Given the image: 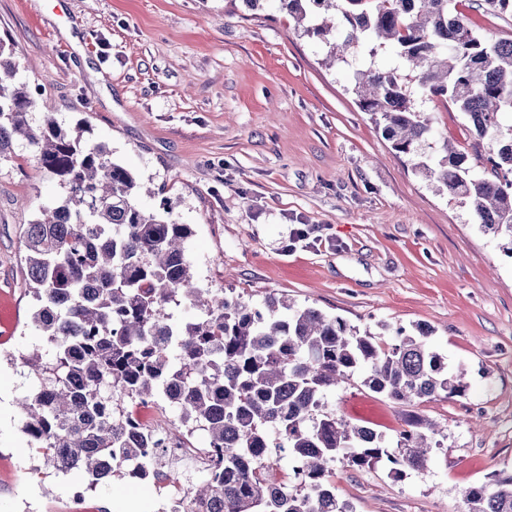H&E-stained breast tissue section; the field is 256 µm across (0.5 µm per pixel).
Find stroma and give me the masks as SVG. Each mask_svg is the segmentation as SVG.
<instances>
[{
    "mask_svg": "<svg viewBox=\"0 0 512 512\" xmlns=\"http://www.w3.org/2000/svg\"><path fill=\"white\" fill-rule=\"evenodd\" d=\"M0 39L38 105L63 127L84 123L150 184L143 209L190 225L200 287L313 306L385 343L425 325L464 371L453 399L397 405L357 378L327 394L328 410L391 446L412 415L443 430L427 468L401 481L381 464L332 463L353 512H465L471 486L512 472V257L360 109L359 52L327 66L325 39L304 34L285 0H0ZM420 110L432 149L469 151L459 112L431 100ZM62 194L33 147L0 159V302L15 311L0 322V390L11 403L32 381L9 359L35 340L21 240ZM17 418L0 415V512H120L130 498L158 512L156 483L128 477L74 503L79 475L36 473L43 460Z\"/></svg>",
    "mask_w": 512,
    "mask_h": 512,
    "instance_id": "35a3bbf8",
    "label": "stroma"
}]
</instances>
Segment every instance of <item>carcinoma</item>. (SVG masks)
<instances>
[{
  "label": "carcinoma",
  "instance_id": "carcinoma-1",
  "mask_svg": "<svg viewBox=\"0 0 512 512\" xmlns=\"http://www.w3.org/2000/svg\"><path fill=\"white\" fill-rule=\"evenodd\" d=\"M454 0H288L297 23L319 16L306 34L327 36L336 12L348 23L343 45L361 48L369 65L354 71L353 91L375 116L395 151L410 154L432 135L416 111L436 99L465 116L475 175L467 154L444 149L416 168L468 204L485 231L506 240L512 255V38L492 40L465 21ZM477 8L512 15V0H475ZM391 45L398 66L375 65ZM12 44L0 39V157L14 143L33 147L37 162L64 189L28 224L23 243L38 337L20 356L34 384L18 400L19 428L60 472L86 478L87 490H112L98 478L105 458L125 477L146 461L154 441L113 413L112 396L153 399L174 422L207 436L213 469L191 489L200 512H352L338 500L329 464L371 469L383 463L401 480L427 467L440 432L415 417L396 446L376 431L326 410L325 398L357 374L362 385L394 403L462 396V374L429 345L431 330L399 327L391 345L312 307L274 296L256 307L222 292L204 297L186 253L189 225L143 210V183L112 158L86 128H62L53 113L36 123V101L16 80ZM200 317L177 321L173 305ZM285 449L300 483L290 488L270 449ZM467 512H512V472L466 491Z\"/></svg>",
  "mask_w": 512,
  "mask_h": 512
}]
</instances>
